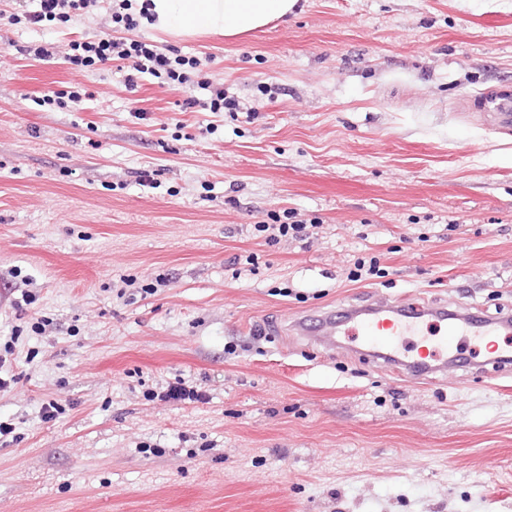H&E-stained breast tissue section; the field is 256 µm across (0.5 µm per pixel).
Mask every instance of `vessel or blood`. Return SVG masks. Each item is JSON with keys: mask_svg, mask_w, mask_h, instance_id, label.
Listing matches in <instances>:
<instances>
[{"mask_svg": "<svg viewBox=\"0 0 512 512\" xmlns=\"http://www.w3.org/2000/svg\"><path fill=\"white\" fill-rule=\"evenodd\" d=\"M474 105L493 113L500 129L512 128V92L485 91ZM289 330L326 351L335 349L337 337H351L360 357L393 375L420 380L458 362L464 339L473 336L490 343L492 351L490 361L477 362V369L488 366L500 376L512 373V345L496 343L497 337L512 335L508 314L460 316L433 302L392 300L316 310L296 318Z\"/></svg>", "mask_w": 512, "mask_h": 512, "instance_id": "obj_1", "label": "vessel or blood"}]
</instances>
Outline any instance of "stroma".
I'll use <instances>...</instances> for the list:
<instances>
[{
    "mask_svg": "<svg viewBox=\"0 0 512 512\" xmlns=\"http://www.w3.org/2000/svg\"><path fill=\"white\" fill-rule=\"evenodd\" d=\"M35 7L0 0V512H512V375L408 381L285 331L381 299L512 310V132L473 106L512 84V0H298L235 38L139 27L236 112L67 63L112 31L109 0L8 22ZM288 211L306 240L266 244L257 225ZM365 255L385 277L349 281ZM179 381L206 401L159 400Z\"/></svg>",
    "mask_w": 512,
    "mask_h": 512,
    "instance_id": "stroma-1",
    "label": "stroma"
}]
</instances>
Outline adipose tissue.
<instances>
[{
    "instance_id": "1",
    "label": "adipose tissue",
    "mask_w": 512,
    "mask_h": 512,
    "mask_svg": "<svg viewBox=\"0 0 512 512\" xmlns=\"http://www.w3.org/2000/svg\"><path fill=\"white\" fill-rule=\"evenodd\" d=\"M295 0H150L158 28L177 37H233L287 19Z\"/></svg>"
}]
</instances>
